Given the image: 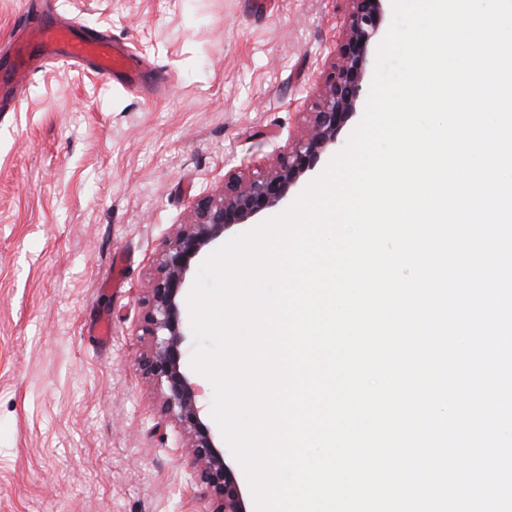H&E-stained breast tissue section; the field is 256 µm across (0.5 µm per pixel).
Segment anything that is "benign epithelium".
<instances>
[{
  "instance_id": "1",
  "label": "benign epithelium",
  "mask_w": 512,
  "mask_h": 512,
  "mask_svg": "<svg viewBox=\"0 0 512 512\" xmlns=\"http://www.w3.org/2000/svg\"><path fill=\"white\" fill-rule=\"evenodd\" d=\"M343 2L347 4L346 33L326 77V93L313 113L312 132L289 142L270 171L225 174L224 185L198 200L193 222L180 225L158 254L157 275L147 299L146 332L151 343L139 364L145 377L160 387L161 411L188 434L199 494L212 501L211 512H248L247 501L224 455V439L209 426L197 384L185 365L190 331L182 297L194 263L224 238V232L280 204L289 189L315 167L320 155L335 145L338 132L356 112L366 62L382 31L387 0Z\"/></svg>"
}]
</instances>
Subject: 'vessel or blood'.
Masks as SVG:
<instances>
[{
  "mask_svg": "<svg viewBox=\"0 0 512 512\" xmlns=\"http://www.w3.org/2000/svg\"><path fill=\"white\" fill-rule=\"evenodd\" d=\"M48 62L83 65L122 85L131 86L139 80L129 53L118 41L80 32L72 24L48 21L30 31L17 50L11 71L0 76V99L15 98V79L38 71Z\"/></svg>",
  "mask_w": 512,
  "mask_h": 512,
  "instance_id": "vessel-or-blood-1",
  "label": "vessel or blood"
}]
</instances>
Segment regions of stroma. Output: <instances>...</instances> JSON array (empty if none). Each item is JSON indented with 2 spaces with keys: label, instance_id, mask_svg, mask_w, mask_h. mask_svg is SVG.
<instances>
[{
  "label": "stroma",
  "instance_id": "1",
  "mask_svg": "<svg viewBox=\"0 0 512 512\" xmlns=\"http://www.w3.org/2000/svg\"><path fill=\"white\" fill-rule=\"evenodd\" d=\"M0 0L127 42L139 87L51 65L0 112V512H209L139 357L162 242L225 172L307 134L336 0ZM112 321L102 344L97 323Z\"/></svg>",
  "mask_w": 512,
  "mask_h": 512
}]
</instances>
